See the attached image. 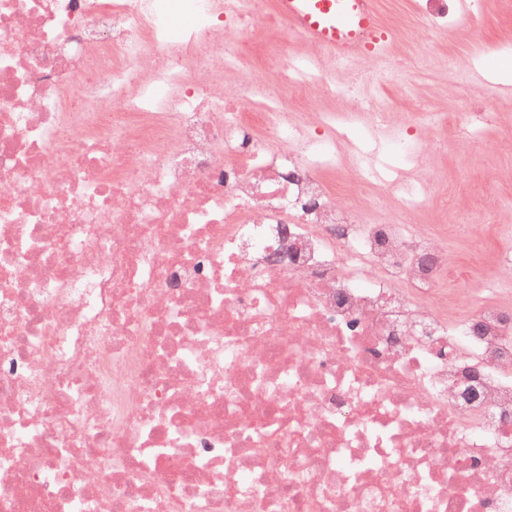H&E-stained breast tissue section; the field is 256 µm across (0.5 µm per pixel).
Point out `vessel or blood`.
Returning a JSON list of instances; mask_svg holds the SVG:
<instances>
[{
	"mask_svg": "<svg viewBox=\"0 0 512 512\" xmlns=\"http://www.w3.org/2000/svg\"><path fill=\"white\" fill-rule=\"evenodd\" d=\"M274 5L289 29L336 60L352 62L385 48L376 0H274Z\"/></svg>",
	"mask_w": 512,
	"mask_h": 512,
	"instance_id": "b4317fda",
	"label": "vessel or blood"
}]
</instances>
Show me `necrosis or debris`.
<instances>
[{
    "mask_svg": "<svg viewBox=\"0 0 512 512\" xmlns=\"http://www.w3.org/2000/svg\"><path fill=\"white\" fill-rule=\"evenodd\" d=\"M187 7L0 0V512H512V300L450 315L447 190L345 144L432 129L247 67L267 0ZM315 111L321 112H358V98L347 95L330 96L317 102Z\"/></svg>",
    "mask_w": 512,
    "mask_h": 512,
    "instance_id": "necrosis-or-debris-1",
    "label": "necrosis or debris"
}]
</instances>
